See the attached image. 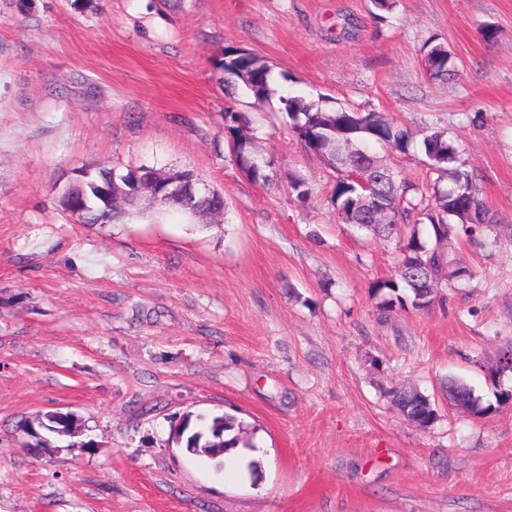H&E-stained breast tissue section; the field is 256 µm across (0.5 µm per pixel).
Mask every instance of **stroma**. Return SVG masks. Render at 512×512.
<instances>
[{
	"label": "stroma",
	"mask_w": 512,
	"mask_h": 512,
	"mask_svg": "<svg viewBox=\"0 0 512 512\" xmlns=\"http://www.w3.org/2000/svg\"><path fill=\"white\" fill-rule=\"evenodd\" d=\"M437 44L445 79L424 69ZM229 48L272 66L277 97L225 96ZM288 94L391 114L410 180L434 131L476 173L495 226L449 239L469 275L429 310L377 311L396 243L339 221ZM228 106L253 117L266 182L233 165ZM141 165L193 170L223 223L58 205L82 169ZM510 341L512 0H397L383 20L369 0H0V512H512V405L478 418L442 388L493 401ZM402 385L434 401L431 427L392 407ZM54 412L69 432L44 428ZM224 414L256 474L169 439Z\"/></svg>",
	"instance_id": "35a3bbf8"
}]
</instances>
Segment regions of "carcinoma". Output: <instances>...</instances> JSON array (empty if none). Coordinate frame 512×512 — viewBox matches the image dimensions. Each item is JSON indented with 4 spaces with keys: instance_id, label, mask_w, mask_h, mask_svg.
Returning <instances> with one entry per match:
<instances>
[{
    "instance_id": "1",
    "label": "carcinoma",
    "mask_w": 512,
    "mask_h": 512,
    "mask_svg": "<svg viewBox=\"0 0 512 512\" xmlns=\"http://www.w3.org/2000/svg\"><path fill=\"white\" fill-rule=\"evenodd\" d=\"M426 70L433 77L449 75L448 50L437 44L425 53ZM224 77V89L241 84L258 102H264L276 93L271 66L257 57L243 51L230 50L218 63ZM283 110L291 121L290 128L304 149L313 148L321 139L334 136L326 129L332 121L340 129L350 133L354 139L376 143L386 149L405 154L413 139L409 130L393 116L384 112L361 110L349 106H322L308 101L303 96L279 97ZM250 125V118L244 112L227 109L224 112V134L231 161L241 174L255 181H265L242 165L247 149L240 143L243 128ZM424 154L428 159L427 169L437 174L430 186L419 185L404 177H394V182L384 185L390 203L394 206L393 223L375 224L370 216L354 209L359 197L365 193L361 184L353 178L357 166L368 168L380 158L372 151L360 158L359 162L348 160L341 164L331 194V203L336 207L338 218L343 224H352L361 230L380 238L399 239V254L395 275L378 280L372 287L376 309L380 313L396 308L415 310L429 309L437 299L441 278L449 281L461 279L468 272L454 268L448 261L443 245L448 236L460 233L474 239L493 227L487 209H482L480 223H462V209L472 200H479L475 180L465 168L457 149L448 138L435 132L422 140ZM450 180V185L443 182ZM454 218L457 223L450 224ZM430 226L429 238L421 236L420 226ZM448 393L453 403L469 407L474 416L484 418L496 413L501 407L512 402V386L495 385V402L482 405L473 396L467 384L448 380ZM393 406L407 419L418 420L424 427H430L438 419L434 402L418 389L395 388L391 391ZM243 426L236 418L224 415L212 418L200 428L187 426L177 432L176 443L195 456L215 459L222 452L235 447L240 441ZM230 434L229 440L222 434Z\"/></svg>"
}]
</instances>
